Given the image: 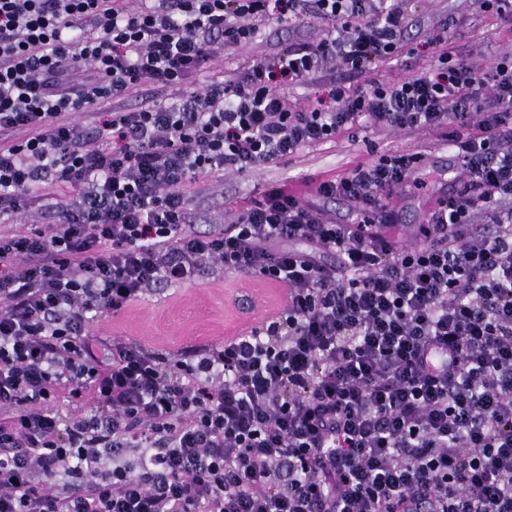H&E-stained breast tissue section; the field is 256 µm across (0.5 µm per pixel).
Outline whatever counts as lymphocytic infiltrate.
Returning a JSON list of instances; mask_svg holds the SVG:
<instances>
[{
	"label": "lymphocytic infiltrate",
	"instance_id": "obj_1",
	"mask_svg": "<svg viewBox=\"0 0 512 512\" xmlns=\"http://www.w3.org/2000/svg\"><path fill=\"white\" fill-rule=\"evenodd\" d=\"M405 2L0 0V222L53 218L0 234V512H512V51L478 68L445 22L420 74L372 79L415 52ZM273 19L322 33L194 86ZM331 68L366 82L289 102ZM445 126L457 188L411 242L385 232L420 184L401 151L319 182L357 223L274 188L194 229L199 177ZM217 269L283 285L282 314L176 353L91 335Z\"/></svg>",
	"mask_w": 512,
	"mask_h": 512
}]
</instances>
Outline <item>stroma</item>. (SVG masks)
Returning <instances> with one entry per match:
<instances>
[{
    "mask_svg": "<svg viewBox=\"0 0 512 512\" xmlns=\"http://www.w3.org/2000/svg\"><path fill=\"white\" fill-rule=\"evenodd\" d=\"M474 24L475 29L454 45L456 55L472 64L487 67L503 50L512 49V21L479 15L475 0H411L408 6L407 37L421 52L407 65L392 63L374 72L377 79L396 81L419 74L432 55L424 41L429 31L448 16ZM316 21L302 24L270 22L262 26L252 42L226 50L204 73L198 85L223 79L249 61L276 53L291 41L319 36ZM421 153L418 173L425 186L404 194L397 204L394 231L409 238L415 225L438 196L448 192L456 174L454 153L440 131L407 132L391 127L369 128L357 135L346 133L336 140L303 148L296 155L276 160L243 173L199 178L189 189L195 228L207 232L230 223L236 212L268 189L282 186L299 197L314 201L327 216L340 224H352L357 216L343 199L316 196L320 181L338 178L355 165L384 151ZM286 301V289L254 274L214 272L176 286L154 288L118 314L97 318L93 335L124 337L163 351L174 352L188 344L221 342L242 331L260 326L279 313Z\"/></svg>",
    "mask_w": 512,
    "mask_h": 512,
    "instance_id": "obj_1",
    "label": "stroma"
}]
</instances>
